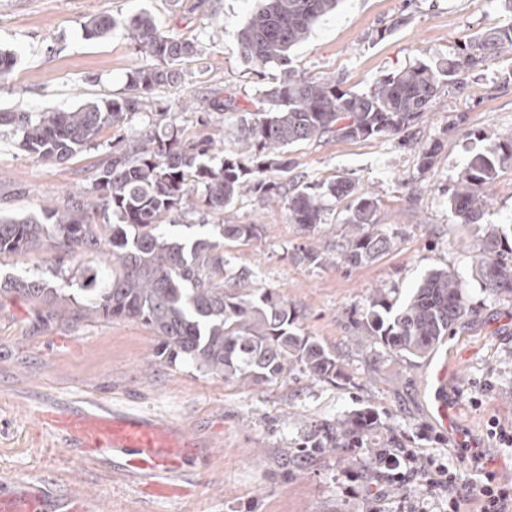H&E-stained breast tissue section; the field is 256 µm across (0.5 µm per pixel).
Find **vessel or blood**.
<instances>
[{"label": "vessel or blood", "instance_id": "b4317fda", "mask_svg": "<svg viewBox=\"0 0 512 512\" xmlns=\"http://www.w3.org/2000/svg\"><path fill=\"white\" fill-rule=\"evenodd\" d=\"M454 369L441 362L434 371V413L449 441L461 435L456 405L447 390L453 384ZM48 427L76 435L80 447L95 453L113 452L125 456L127 470L143 479L146 489L158 497L174 494L172 475L182 462L194 457L197 444L187 433L174 430L154 418L124 412L77 410L51 414ZM43 496L34 486L26 491L0 492V512H42Z\"/></svg>", "mask_w": 512, "mask_h": 512}]
</instances>
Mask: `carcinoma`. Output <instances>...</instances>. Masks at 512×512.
Returning <instances> with one entry per match:
<instances>
[{
	"label": "carcinoma",
	"mask_w": 512,
	"mask_h": 512,
	"mask_svg": "<svg viewBox=\"0 0 512 512\" xmlns=\"http://www.w3.org/2000/svg\"><path fill=\"white\" fill-rule=\"evenodd\" d=\"M338 0H256L237 33L240 53L260 68L276 66L257 111L243 119L239 147L219 166L206 163L215 140L203 135L185 140L173 128L162 136L138 138L112 153L95 185L97 200L70 197L61 207H46L22 218L0 215V255L21 254L45 244L62 256L108 245L112 269L84 272L83 316L139 321L160 343V355L173 364L190 361L226 382L259 385L297 370L331 382L339 372L335 355L300 332L299 316L276 291L256 285L247 268L228 269L224 244L209 238L192 242L168 236L167 223L199 205L224 215L215 225L224 240L247 242L257 224H237L230 207L252 193L272 199L283 184L271 171H288L283 149L327 138L356 140L405 133L427 111L440 87L461 85L469 70L486 57L512 51V22L475 35L444 63L420 60L381 76L366 92L334 77L310 78L288 67V51L303 42L314 23ZM117 22L91 18L85 36L96 39ZM128 38L154 64L129 73L125 93L62 112H1L0 126L14 127L24 148L37 160L64 163L92 145L107 127L153 106L152 94L182 78L177 68L197 55V46L164 35L156 19L140 13L124 23ZM512 166V132L493 148L472 154L454 181L448 201L466 224L480 222L489 206V188L500 169ZM286 201L292 224L321 223L326 198H351L342 224L336 262L357 265L390 250L395 238L377 230L378 203L345 179L325 188L292 185ZM473 273L491 292H512V240L487 227L473 256ZM18 296L50 314L70 296L47 282L0 285V296ZM470 310L466 284L453 271L426 275L400 307L388 293L373 291L366 337L392 353L422 358L433 353ZM369 408L354 410L334 423L317 424L301 447L361 448L377 429Z\"/></svg>",
	"instance_id": "carcinoma-1"
}]
</instances>
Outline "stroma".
<instances>
[{
  "label": "stroma",
  "instance_id": "stroma-1",
  "mask_svg": "<svg viewBox=\"0 0 512 512\" xmlns=\"http://www.w3.org/2000/svg\"><path fill=\"white\" fill-rule=\"evenodd\" d=\"M253 0H0V51L17 64L0 83V112L70 110L122 95L127 74L146 59L123 28L86 38L97 16L125 20L150 13L164 33L194 41L196 57L181 82L154 93L157 112L130 115L103 129L91 147L68 162L34 159L19 135L0 127V214L24 217L65 203L91 188L113 150L153 131L177 128L183 138L207 133L220 147L237 148L240 111L252 108L270 75L239 53L237 32ZM512 22L498 0H340L288 55L289 67L309 77L333 76L357 90L420 60L441 61L476 33ZM512 53L488 58L463 88L443 89L413 128L410 145L392 138L303 142L285 148L289 173L314 184L344 178L379 206V229L395 246L358 266L316 267L300 250L342 242L348 200L330 198L321 224L288 221L285 202L250 195L233 204L236 223L257 224L248 242H228L229 268H250L260 287L275 289L299 314L303 334L334 353V382L293 372L245 385L224 381L194 364H169L156 355L152 330L134 321H89L77 305L84 269L103 266V252L77 254L59 265L51 246L0 255V283L43 279L67 288L72 301L48 317L20 297H0V490L30 482L45 490L43 512H443L445 502L422 478L381 483L366 461L385 437L435 463L473 474V453L498 462L512 480V450L487 437L491 418L512 423V292L492 294L472 276V256L485 225H512V167L499 172L491 205L479 224H465L448 204V188L475 152L512 130ZM237 95L236 112L202 114L187 99ZM437 145L429 169L420 151ZM456 272L467 285L471 311L453 336L423 358L392 354L382 344L357 346L373 289L403 301L431 270ZM457 365L451 395L460 408L463 445L449 444L432 414L433 368ZM368 407L380 429L363 448L300 452L309 425L333 422ZM77 409L121 410L155 416L187 431L198 454L177 469L179 495L157 500L121 468L119 457L86 459L68 433L48 429L40 415Z\"/></svg>",
  "mask_w": 512,
  "mask_h": 512
}]
</instances>
